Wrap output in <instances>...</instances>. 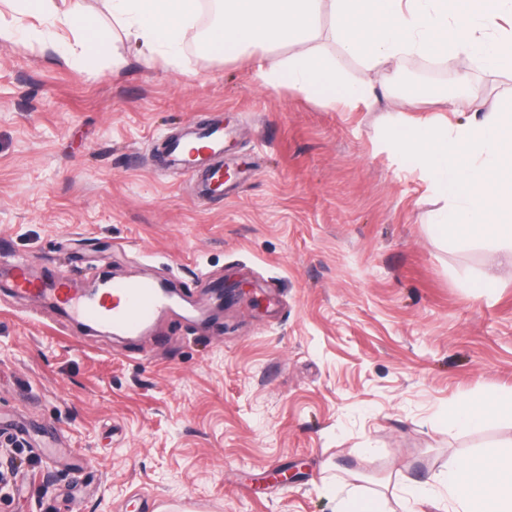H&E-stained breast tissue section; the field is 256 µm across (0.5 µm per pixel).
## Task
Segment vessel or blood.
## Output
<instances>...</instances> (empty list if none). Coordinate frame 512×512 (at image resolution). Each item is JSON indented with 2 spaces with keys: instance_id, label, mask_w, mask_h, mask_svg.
Returning a JSON list of instances; mask_svg holds the SVG:
<instances>
[{
  "instance_id": "vessel-or-blood-1",
  "label": "vessel or blood",
  "mask_w": 512,
  "mask_h": 512,
  "mask_svg": "<svg viewBox=\"0 0 512 512\" xmlns=\"http://www.w3.org/2000/svg\"><path fill=\"white\" fill-rule=\"evenodd\" d=\"M223 154V125L200 124L191 128L186 139L169 143L165 160L187 173H199L200 195L206 198L213 183L224 174V167L218 162ZM11 279L19 292L55 304L71 316L109 323L129 335L148 328L169 308L154 285L143 281H116L100 297L89 299L82 294H72L67 286V274L61 270L35 283L29 279L25 264L19 263L12 267Z\"/></svg>"
}]
</instances>
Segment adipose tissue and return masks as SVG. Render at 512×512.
<instances>
[{"label": "adipose tissue", "mask_w": 512, "mask_h": 512, "mask_svg": "<svg viewBox=\"0 0 512 512\" xmlns=\"http://www.w3.org/2000/svg\"><path fill=\"white\" fill-rule=\"evenodd\" d=\"M200 4L106 0V9L145 60L174 62L183 43L202 37L225 57H253L272 87L332 103L377 99L371 80L348 79V58L370 72L407 54H449L468 67L512 73V0H219L220 16L204 32L197 28ZM9 6L17 16L49 22L53 32L42 52L85 70L99 67L111 29L89 18L81 0L64 10L55 0H9ZM325 13L340 48L336 56L313 45ZM459 107L466 122H416L393 145L447 200L431 219L436 235L463 248L489 247L499 264L512 267V113L484 111L481 101L465 94ZM502 416L512 417V390L465 398L449 410L446 423L452 430H475ZM403 493L407 512L430 500L443 512H512V449L449 465L436 483L409 485Z\"/></svg>", "instance_id": "ef3b65f1"}]
</instances>
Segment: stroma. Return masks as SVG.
<instances>
[{
  "instance_id": "1",
  "label": "stroma",
  "mask_w": 512,
  "mask_h": 512,
  "mask_svg": "<svg viewBox=\"0 0 512 512\" xmlns=\"http://www.w3.org/2000/svg\"><path fill=\"white\" fill-rule=\"evenodd\" d=\"M0 259L170 280L185 304L144 336L88 335L0 288V512H338L512 442V420L449 431L461 399L512 389V270L444 244L425 173L389 144L512 108V75L440 58L370 107L268 87L253 61L184 45L178 65L115 44L99 70L44 55L0 0ZM224 125L221 195L156 174L189 119ZM496 272L499 284L484 287ZM241 296L217 318L215 290ZM260 306H253V299ZM288 469L294 478L273 482ZM340 503L342 511L338 512H383L379 498L373 496L365 499L363 494L351 490L347 492L345 498L340 499Z\"/></svg>"
}]
</instances>
